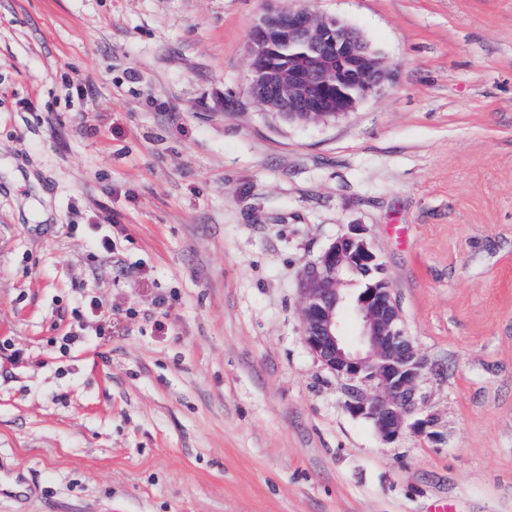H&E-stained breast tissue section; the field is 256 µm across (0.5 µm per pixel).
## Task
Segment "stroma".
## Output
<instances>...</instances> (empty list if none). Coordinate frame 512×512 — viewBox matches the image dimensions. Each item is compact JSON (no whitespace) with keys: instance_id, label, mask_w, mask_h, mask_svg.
<instances>
[{"instance_id":"stroma-1","label":"stroma","mask_w":512,"mask_h":512,"mask_svg":"<svg viewBox=\"0 0 512 512\" xmlns=\"http://www.w3.org/2000/svg\"><path fill=\"white\" fill-rule=\"evenodd\" d=\"M307 2L392 73L317 123L248 92L267 0H0V470L38 488L0 512H512V0ZM349 224L437 438L382 444L302 341Z\"/></svg>"}]
</instances>
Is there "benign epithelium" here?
<instances>
[{
	"label": "benign epithelium",
	"instance_id": "7a95c632",
	"mask_svg": "<svg viewBox=\"0 0 512 512\" xmlns=\"http://www.w3.org/2000/svg\"><path fill=\"white\" fill-rule=\"evenodd\" d=\"M248 51L251 97L288 121L350 112L390 77L360 33L306 4L267 11L250 31ZM347 275L363 281L353 301L343 288ZM299 292L303 342L339 382L348 411L386 444L406 432L436 437L437 418L421 407L428 363L405 332L364 225H348L302 266Z\"/></svg>",
	"mask_w": 512,
	"mask_h": 512
}]
</instances>
